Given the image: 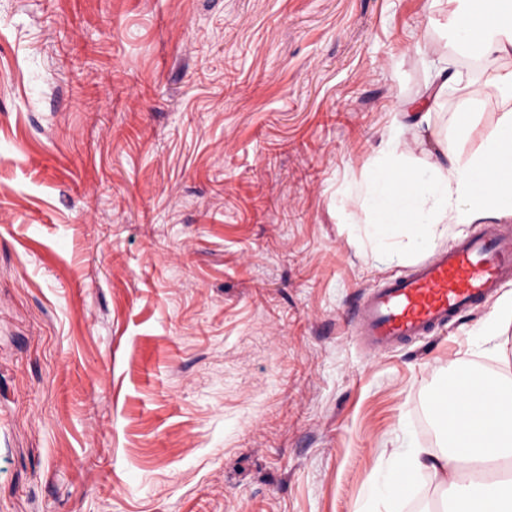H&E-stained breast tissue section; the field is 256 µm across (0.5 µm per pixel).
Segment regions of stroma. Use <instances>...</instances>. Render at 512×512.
<instances>
[{"instance_id": "35a3bbf8", "label": "stroma", "mask_w": 512, "mask_h": 512, "mask_svg": "<svg viewBox=\"0 0 512 512\" xmlns=\"http://www.w3.org/2000/svg\"><path fill=\"white\" fill-rule=\"evenodd\" d=\"M435 0H0V512H443L449 361L512 374L495 306L383 351L364 296L400 262L362 193L476 150L504 101ZM433 45L452 91L417 126ZM475 115L468 139L461 114Z\"/></svg>"}]
</instances>
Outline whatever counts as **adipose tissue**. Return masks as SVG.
Listing matches in <instances>:
<instances>
[{
  "label": "adipose tissue",
  "mask_w": 512,
  "mask_h": 512,
  "mask_svg": "<svg viewBox=\"0 0 512 512\" xmlns=\"http://www.w3.org/2000/svg\"><path fill=\"white\" fill-rule=\"evenodd\" d=\"M453 12L460 46L481 56L492 85L512 99V0H464ZM407 149L398 127L386 142V164L366 186L373 228L383 239L401 238L387 260L404 258L429 241L441 224H472L512 217V108H504L479 149L467 156L436 157L428 178L411 180L402 163ZM450 379L436 396L448 408L437 422V444L399 453L387 480L388 494L410 491L420 473L444 489L448 512H512V377L449 364Z\"/></svg>",
  "instance_id": "ef3b65f1"
}]
</instances>
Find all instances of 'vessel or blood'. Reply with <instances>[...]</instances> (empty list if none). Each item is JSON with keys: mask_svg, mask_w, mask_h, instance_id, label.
Returning <instances> with one entry per match:
<instances>
[{"mask_svg": "<svg viewBox=\"0 0 512 512\" xmlns=\"http://www.w3.org/2000/svg\"><path fill=\"white\" fill-rule=\"evenodd\" d=\"M511 280L512 233L485 228L369 292L357 309V332L374 351L429 335Z\"/></svg>", "mask_w": 512, "mask_h": 512, "instance_id": "vessel-or-blood-1", "label": "vessel or blood"}]
</instances>
